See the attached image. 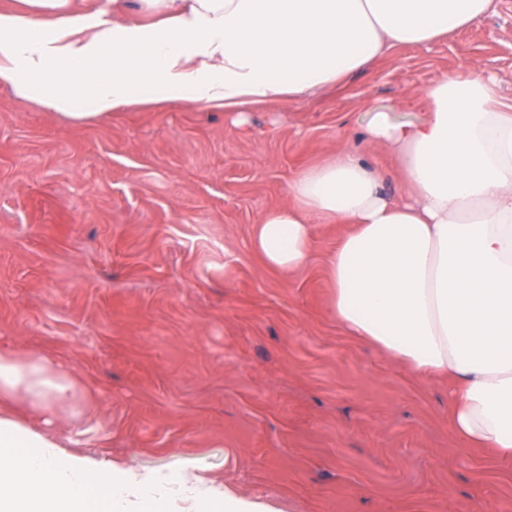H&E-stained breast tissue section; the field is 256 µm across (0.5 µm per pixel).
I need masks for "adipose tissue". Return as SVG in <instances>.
Masks as SVG:
<instances>
[{
	"mask_svg": "<svg viewBox=\"0 0 512 512\" xmlns=\"http://www.w3.org/2000/svg\"><path fill=\"white\" fill-rule=\"evenodd\" d=\"M156 23L76 0L0 10V88L61 115L76 102L102 120L137 103L228 112L293 101L341 83L396 47L437 43L492 13L497 0H144ZM398 122L371 102V142L397 156L409 185L385 196L346 149L302 170L287 204L253 235L265 265L288 273L312 249V224H346L329 259L331 306L345 331L420 377L451 379L448 421L465 445L512 463V102L478 63L409 101ZM77 415L69 373L0 355V512H269L203 478L113 468L62 448L52 429Z\"/></svg>",
	"mask_w": 512,
	"mask_h": 512,
	"instance_id": "ef3b65f1",
	"label": "adipose tissue"
}]
</instances>
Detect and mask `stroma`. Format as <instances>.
Returning <instances> with one entry per match:
<instances>
[{"label":"stroma","mask_w":512,"mask_h":512,"mask_svg":"<svg viewBox=\"0 0 512 512\" xmlns=\"http://www.w3.org/2000/svg\"><path fill=\"white\" fill-rule=\"evenodd\" d=\"M478 62L512 99V0L345 83L250 109L65 117L0 89V353L71 372L72 449L142 474H200L277 512H512V467L463 445L449 382L348 335L327 263L348 230L316 224L307 264L267 268L255 224L295 174L343 146L389 196L361 98L416 121L413 91Z\"/></svg>","instance_id":"35a3bbf8"}]
</instances>
